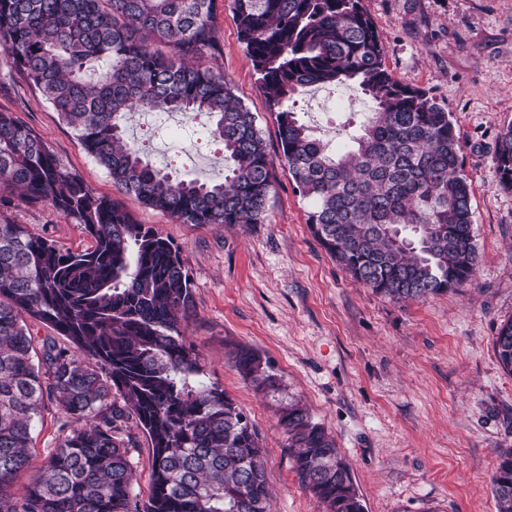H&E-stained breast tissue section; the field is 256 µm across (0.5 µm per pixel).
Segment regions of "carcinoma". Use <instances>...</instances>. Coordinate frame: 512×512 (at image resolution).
<instances>
[{"mask_svg": "<svg viewBox=\"0 0 512 512\" xmlns=\"http://www.w3.org/2000/svg\"><path fill=\"white\" fill-rule=\"evenodd\" d=\"M215 0H0V55L25 73L112 186L181 224H260L274 163L256 117L224 76ZM276 115L282 158L307 224L355 281L395 302L444 295L479 261L471 185L448 112L396 81L361 0H231ZM357 84L373 112L331 152L292 103L311 87ZM206 112L230 162L224 182L156 169L125 134L131 112ZM495 173L512 190V123ZM18 195L79 224L92 245L59 247L0 216V512H270L264 448L247 414L204 379L181 325L193 281L169 237L68 170L41 137L0 112V206ZM50 328L33 363L27 320ZM63 336V347L56 337ZM512 373V320L495 337ZM234 365L256 389L278 377L253 349ZM76 423L20 494L45 402ZM303 486L326 512H365L336 441L290 400L279 408ZM136 427L152 448L148 500L134 493ZM496 512H512V448L498 452Z\"/></svg>", "mask_w": 512, "mask_h": 512, "instance_id": "carcinoma-1", "label": "carcinoma"}]
</instances>
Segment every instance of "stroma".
<instances>
[{
  "label": "stroma",
  "mask_w": 512,
  "mask_h": 512,
  "mask_svg": "<svg viewBox=\"0 0 512 512\" xmlns=\"http://www.w3.org/2000/svg\"><path fill=\"white\" fill-rule=\"evenodd\" d=\"M398 82L426 91L449 113L471 185L479 262L456 291L393 302L355 281L328 255L308 224L310 202L278 160L275 116L238 37L228 0H217V48L205 66L224 76L256 116L277 163L258 224H180L121 202L139 223L182 248L193 280L195 315L183 332L211 382L256 426L266 450L272 512H325L305 489L288 455L279 402L295 399L335 438L365 512H496L491 477L497 452L512 448V374L495 352L500 325L512 319V191L494 170L497 136L512 122V0H361ZM298 118L336 150L351 125L366 121L367 97L349 86L298 97ZM0 111L14 113L98 194L115 196L105 171L86 153L26 75L0 86ZM148 112L131 113L139 138ZM206 114L167 116L155 124L149 160L183 180L224 176L223 147L207 134ZM16 223L60 247L81 250V227L46 205L14 201ZM260 353L280 379L258 392L231 360L237 348ZM64 418L46 402L28 469L38 474L62 438Z\"/></svg>",
  "instance_id": "stroma-1"
}]
</instances>
